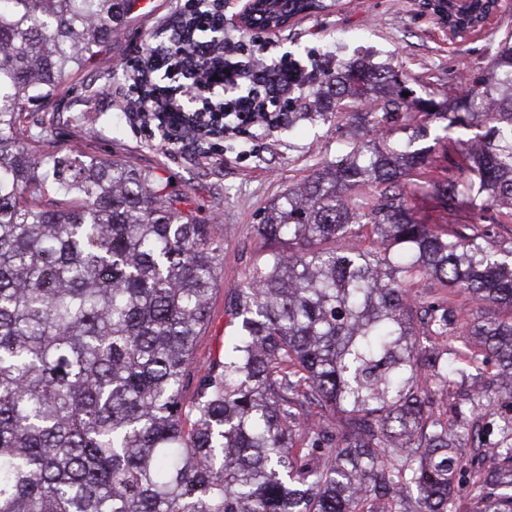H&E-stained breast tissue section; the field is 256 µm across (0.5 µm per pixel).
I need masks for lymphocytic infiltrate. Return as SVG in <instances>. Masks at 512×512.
Segmentation results:
<instances>
[{
  "label": "lymphocytic infiltrate",
  "instance_id": "f902f5d3",
  "mask_svg": "<svg viewBox=\"0 0 512 512\" xmlns=\"http://www.w3.org/2000/svg\"><path fill=\"white\" fill-rule=\"evenodd\" d=\"M239 0H181L179 10L129 60L127 102L153 115L166 149L183 151L205 137L282 124L312 61L268 53L272 35L225 26Z\"/></svg>",
  "mask_w": 512,
  "mask_h": 512
}]
</instances>
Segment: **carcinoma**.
I'll list each match as a JSON object with an SVG mask.
<instances>
[{"instance_id":"cac0c4a2","label":"carcinoma","mask_w":512,"mask_h":512,"mask_svg":"<svg viewBox=\"0 0 512 512\" xmlns=\"http://www.w3.org/2000/svg\"><path fill=\"white\" fill-rule=\"evenodd\" d=\"M497 2L420 6L459 37ZM137 3L0 0V512H450L465 438L487 460L464 478L473 512H512V417L493 409L512 399V244L406 206L428 194L450 215L465 202L512 222V35L463 111L444 113L479 145L446 180L414 179L433 100L404 96L391 69L323 70L317 114L348 99L363 135L265 211L267 256L201 364L217 225L152 171L45 169L15 134L17 104L89 64ZM34 187L77 205L34 208ZM365 227L367 248L320 247ZM430 281L448 295L418 293ZM453 392L450 417L433 404Z\"/></svg>"}]
</instances>
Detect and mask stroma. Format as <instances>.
<instances>
[{
    "instance_id": "35a3bbf8",
    "label": "stroma",
    "mask_w": 512,
    "mask_h": 512,
    "mask_svg": "<svg viewBox=\"0 0 512 512\" xmlns=\"http://www.w3.org/2000/svg\"><path fill=\"white\" fill-rule=\"evenodd\" d=\"M496 23L452 40L418 0H339L337 7L291 22L277 32L272 52L316 58L332 67L364 59L398 71L410 96L447 101L462 79L482 78L499 40L512 33V0H501ZM177 11L176 0H142L122 34L93 62L67 78L44 101L26 104L21 134L44 158L65 156L73 165L92 157L129 161L188 192L198 217L224 228V268L211 317L196 347L198 360L218 350L228 332L227 291L261 261L267 244L256 226L269 204L345 152L355 128L347 115L304 114L296 101L290 122L262 134L243 128L221 135L198 152L165 149L159 133H145L126 118L123 64L145 48L152 33Z\"/></svg>"
}]
</instances>
